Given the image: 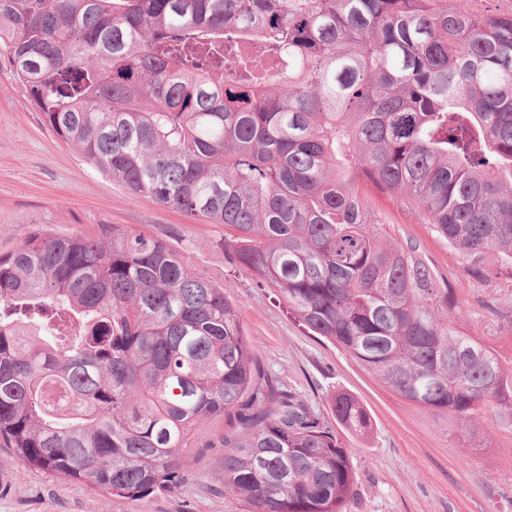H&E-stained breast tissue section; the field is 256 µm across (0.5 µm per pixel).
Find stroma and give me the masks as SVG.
Here are the masks:
<instances>
[{
	"label": "stroma",
	"instance_id": "stroma-1",
	"mask_svg": "<svg viewBox=\"0 0 512 512\" xmlns=\"http://www.w3.org/2000/svg\"><path fill=\"white\" fill-rule=\"evenodd\" d=\"M6 67L0 58V254L35 232L101 234L115 225L168 241L195 272L221 282L256 363L275 386L334 427L359 474L349 512H512V428L490 416L460 426L446 411L402 398L349 354L309 334L274 289L234 264L224 249L230 228L188 220L88 166L43 125ZM373 207L391 240L416 244L455 289L456 327L512 366V261L485 280L475 261L396 200L377 196ZM338 390L366 408L368 435L338 425L329 401ZM223 458L220 448L186 449L188 483L129 500L52 478L0 448V512H245L241 501L224 494Z\"/></svg>",
	"mask_w": 512,
	"mask_h": 512
}]
</instances>
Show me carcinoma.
Here are the masks:
<instances>
[{"label":"carcinoma","mask_w":512,"mask_h":512,"mask_svg":"<svg viewBox=\"0 0 512 512\" xmlns=\"http://www.w3.org/2000/svg\"><path fill=\"white\" fill-rule=\"evenodd\" d=\"M448 2L0 0V56L88 165L233 228L234 263L311 333L422 408L512 425V369L370 206L394 197L488 279L512 259V10ZM330 401L369 433L355 397ZM0 448L122 499L182 486L188 448L224 449L246 512H348L357 486L223 286L119 227L0 255Z\"/></svg>","instance_id":"1"}]
</instances>
